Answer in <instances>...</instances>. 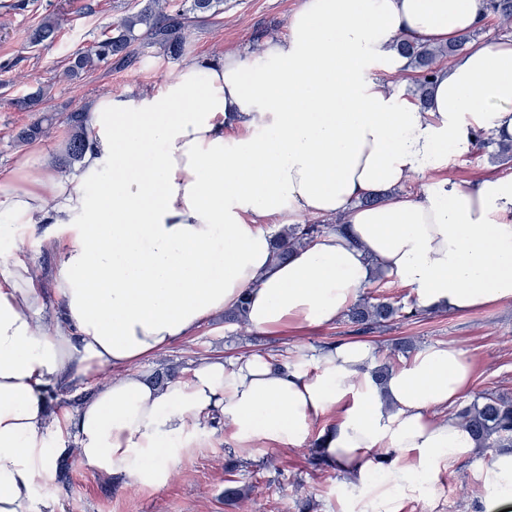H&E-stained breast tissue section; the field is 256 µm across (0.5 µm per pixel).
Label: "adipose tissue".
I'll list each match as a JSON object with an SVG mask.
<instances>
[{
  "label": "adipose tissue",
  "instance_id": "1",
  "mask_svg": "<svg viewBox=\"0 0 512 512\" xmlns=\"http://www.w3.org/2000/svg\"><path fill=\"white\" fill-rule=\"evenodd\" d=\"M490 17L486 0H302L258 62L191 58L158 85L93 97L76 173L36 148L17 160L0 192V512H53L64 435L95 474L157 485L210 421L242 445L299 446L324 417L321 456L349 476L356 512H402L476 458L467 431L430 414L470 393L450 343L382 381L360 343L319 350L311 370L207 357L163 388L138 367L242 300L260 333L334 323L384 279L424 309L512 301V174L464 190L446 174L476 132L512 137V39H468ZM404 39L464 44L429 107L388 80ZM339 216L273 262V229ZM51 391L66 398L54 412ZM477 468L484 504L511 503L512 450Z\"/></svg>",
  "mask_w": 512,
  "mask_h": 512
}]
</instances>
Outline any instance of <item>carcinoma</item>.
Listing matches in <instances>:
<instances>
[{
  "label": "carcinoma",
  "instance_id": "carcinoma-1",
  "mask_svg": "<svg viewBox=\"0 0 512 512\" xmlns=\"http://www.w3.org/2000/svg\"><path fill=\"white\" fill-rule=\"evenodd\" d=\"M488 9L497 15L503 23H512V0H487ZM224 12V0H190L189 6L182 9H169L161 0H146L138 11L130 13L104 34V38L91 47L77 51L69 56L63 75L70 81L81 78L85 73L103 65L129 66L137 60L139 45L146 41L157 46L170 57L180 56L188 29L219 16ZM58 29L57 19L48 14L44 16L33 34V43L41 44L55 38ZM401 54L409 65L419 70L416 94L426 96V91L438 68V59L452 55L458 46L432 47L413 41H403L399 45ZM44 99V91L38 90L25 98L13 102V105L26 112H37ZM64 123L71 129V136L64 152L58 159V167L67 172L82 159L87 144L82 130L80 112L73 110L67 114ZM52 126V120L38 117L18 135L25 142L41 137ZM479 150L491 151L505 160L512 159V140H501L490 132L481 131L476 136ZM337 225L321 220L295 224L285 233H276L274 261L288 258L289 251L305 247L315 238L336 230ZM423 311L412 306L406 307L398 301L385 296L374 300L365 299L351 307L345 314L346 322L354 331L362 334L387 327L396 322H409L422 318ZM458 425L467 430L476 446L483 449L512 448V397L495 390H486L477 395L468 406L457 412Z\"/></svg>",
  "mask_w": 512,
  "mask_h": 512
}]
</instances>
